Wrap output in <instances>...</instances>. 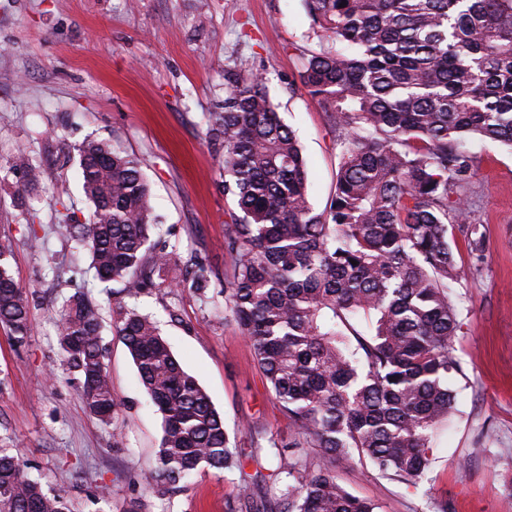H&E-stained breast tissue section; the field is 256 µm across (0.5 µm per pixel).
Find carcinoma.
<instances>
[{"mask_svg":"<svg viewBox=\"0 0 512 512\" xmlns=\"http://www.w3.org/2000/svg\"><path fill=\"white\" fill-rule=\"evenodd\" d=\"M346 6H341V3ZM315 48L300 83L337 133L339 163L324 209L310 200L306 160L260 73L224 72V104L205 120L219 145L224 225L232 260L224 322L237 326L288 416V441H269L279 465L277 512H376L347 492L333 465L369 463L415 483L448 426V373L460 330L450 285L458 266L449 227L464 233L475 264L485 236L473 208V139L512 149V0H304ZM87 217L59 221L88 251L102 283L136 299L163 286L207 302L206 259L182 261L153 238L157 217L140 159L106 141L77 148ZM12 168L34 189L44 175L26 153ZM0 247V325L17 345L31 333L29 301ZM184 273L167 280L173 263ZM112 327L162 417L152 491L173 497L205 469L238 473L227 512H272L266 493L224 428V418L182 367L156 322L127 305ZM59 348L78 376L86 412L108 425L118 404L104 363L100 306L78 291L56 311ZM318 448L311 465L293 448ZM0 512H71L64 488L27 475L17 449L0 445Z\"/></svg>","mask_w":512,"mask_h":512,"instance_id":"cac0c4a2","label":"carcinoma"}]
</instances>
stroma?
<instances>
[{
  "label": "stroma",
  "mask_w": 512,
  "mask_h": 512,
  "mask_svg": "<svg viewBox=\"0 0 512 512\" xmlns=\"http://www.w3.org/2000/svg\"><path fill=\"white\" fill-rule=\"evenodd\" d=\"M311 20L303 0H0V244L9 269L34 298L32 332L16 345L0 327V443L17 445L31 477L67 487L72 512H225L237 474L200 472L179 495L153 494L142 473L162 436V418L144 394L132 357L104 327L106 364L119 404L104 425L85 411L78 383L60 361L53 310L88 289L111 320L113 303L88 286L86 250L60 233L66 210L84 212L72 145L107 140L143 159L160 232L181 255L209 258L213 301L188 291L152 292L135 302L153 315L186 371L223 415L247 473L270 474L269 439L292 427L236 326L224 322L220 294L232 261L224 224L232 208L216 151L205 141L207 113L224 102V71L261 72L306 159L312 199L332 192L336 134L316 99L296 82ZM475 208L486 236L473 268L454 233L459 280L452 288L461 328L448 376L455 414L435 439L431 471L406 484L368 464L339 465V483L379 512H512V151L476 140ZM27 151L45 172L27 189L9 173ZM66 183L67 195L54 193ZM39 245H32V238ZM250 432H238L241 422Z\"/></svg>",
  "instance_id": "1"
}]
</instances>
